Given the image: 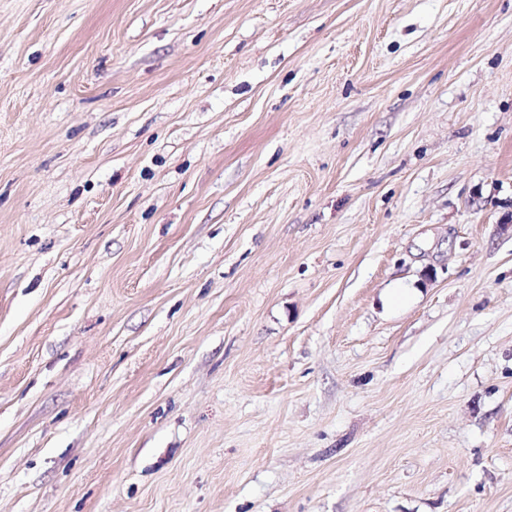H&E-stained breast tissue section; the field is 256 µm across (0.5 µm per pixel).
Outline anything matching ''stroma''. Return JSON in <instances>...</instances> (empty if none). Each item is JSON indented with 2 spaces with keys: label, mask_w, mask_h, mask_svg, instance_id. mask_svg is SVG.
Masks as SVG:
<instances>
[{
  "label": "stroma",
  "mask_w": 512,
  "mask_h": 512,
  "mask_svg": "<svg viewBox=\"0 0 512 512\" xmlns=\"http://www.w3.org/2000/svg\"><path fill=\"white\" fill-rule=\"evenodd\" d=\"M512 0H0V512H512Z\"/></svg>",
  "instance_id": "stroma-1"
}]
</instances>
